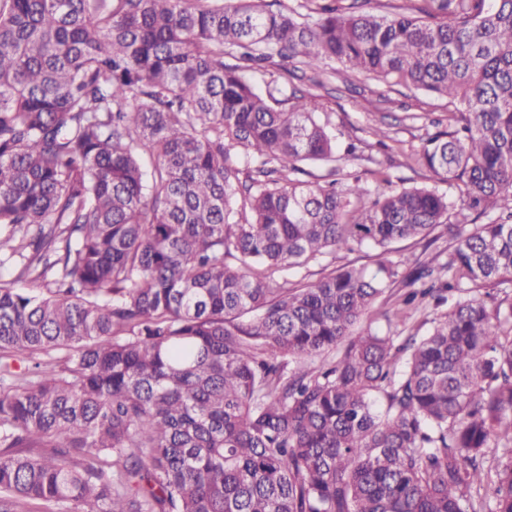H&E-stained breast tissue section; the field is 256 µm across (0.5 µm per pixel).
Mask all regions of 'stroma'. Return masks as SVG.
Returning <instances> with one entry per match:
<instances>
[{
	"label": "stroma",
	"instance_id": "35a3bbf8",
	"mask_svg": "<svg viewBox=\"0 0 512 512\" xmlns=\"http://www.w3.org/2000/svg\"><path fill=\"white\" fill-rule=\"evenodd\" d=\"M301 87L319 95L322 119L333 128L338 149L357 147V159L336 163H309L305 169L312 182L358 178L365 188H374L378 172H385L394 186L423 184L447 190L441 177L425 169L408 166L405 155L420 146L431 122L447 123L452 107L447 99L392 85L365 76H355L342 66L325 67L317 78L302 77ZM389 135L387 152H380L373 135L375 128Z\"/></svg>",
	"mask_w": 512,
	"mask_h": 512
}]
</instances>
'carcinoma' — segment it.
<instances>
[{
    "label": "carcinoma",
    "instance_id": "carcinoma-1",
    "mask_svg": "<svg viewBox=\"0 0 512 512\" xmlns=\"http://www.w3.org/2000/svg\"><path fill=\"white\" fill-rule=\"evenodd\" d=\"M264 2L0 0V512H512V0ZM288 62L456 104L413 155L454 196L300 179ZM398 282L453 303L353 336ZM430 2L428 0H370L360 6L359 9L363 11H373L378 13H396L405 12L413 16H422V9H425ZM408 8V9H407ZM448 246L446 238H440L436 242L428 245L426 239L417 240H406L393 244L391 246V254L389 257H395L398 254L408 255L411 260H418L420 263H427L431 266H436L440 261L441 257H437V254ZM378 251L371 249H362L354 252H346L340 251L336 252L335 255H331L327 257V260L323 262L326 264L331 262L329 269L333 267H341L345 265H355V266H373L375 261L377 260L376 254Z\"/></svg>",
    "mask_w": 512,
    "mask_h": 512
}]
</instances>
